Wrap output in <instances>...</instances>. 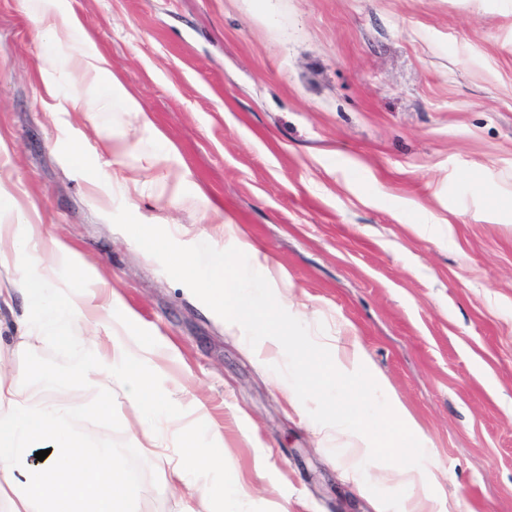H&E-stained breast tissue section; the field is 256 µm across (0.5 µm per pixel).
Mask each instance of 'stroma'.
I'll use <instances>...</instances> for the list:
<instances>
[{
    "label": "stroma",
    "mask_w": 512,
    "mask_h": 512,
    "mask_svg": "<svg viewBox=\"0 0 512 512\" xmlns=\"http://www.w3.org/2000/svg\"><path fill=\"white\" fill-rule=\"evenodd\" d=\"M147 112H75L77 76L46 95L48 35L24 0H0V222L44 225L73 249L55 280L79 295L99 273L153 348L160 418L208 441L224 431L233 512H404L412 488L369 479L399 462L323 439L316 403L289 404L290 360L256 362L253 327L228 330L171 252L224 278L213 255L300 305L302 334L346 333L417 421L456 512H512V0H53ZM129 141L113 156L111 139ZM163 232L138 245L129 215ZM242 231L225 235L223 220ZM440 225L439 235L423 232ZM17 345L12 364L64 377L85 326ZM203 401L206 412L195 403ZM115 423H93L137 474V512H184Z\"/></svg>",
    "instance_id": "stroma-1"
}]
</instances>
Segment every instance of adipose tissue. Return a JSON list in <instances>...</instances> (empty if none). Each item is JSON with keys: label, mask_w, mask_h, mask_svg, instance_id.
I'll return each instance as SVG.
<instances>
[{"label": "adipose tissue", "mask_w": 512, "mask_h": 512, "mask_svg": "<svg viewBox=\"0 0 512 512\" xmlns=\"http://www.w3.org/2000/svg\"><path fill=\"white\" fill-rule=\"evenodd\" d=\"M28 6L51 35L40 58L41 73L73 71L81 77L85 91L69 98L71 110L106 112L117 107L129 115L134 127H151L145 110L113 77L108 60L74 39L77 16L52 13L47 0H28ZM70 252V246L45 235L40 225L0 224V268L16 271L11 293L23 301L17 322L29 332L55 318L89 322L88 348L69 379L100 391L92 401H62L52 391L29 387L32 370L13 368L0 358V512H134L137 482L128 463L94 433L75 432L73 423L111 421L110 390L116 384L124 388L131 405L143 416L152 415L158 395L154 378L144 367L151 351L138 342L136 322L119 311L111 290L87 288L74 299L50 298L48 289ZM220 262L231 270L230 280H208L203 287L223 300L229 312L227 327H262L261 342L250 347L256 361H263L269 350H289L296 339L283 311L292 308L291 295H282L279 306L268 305L234 275L232 255L221 256ZM383 384V378L370 370L363 352L347 348L336 336L318 342L298 359L287 395L292 400L301 395L325 401L326 418L318 434L326 438L347 431L354 457L374 448L400 449L403 464L375 472L376 480L420 484V464L433 462L434 455L424 447L413 418L393 395L378 413H367L362 406ZM141 432L157 460L175 454L177 462L169 471L166 486L187 499V512H220L219 495L237 491L239 481L230 473L225 474L220 492L189 480L197 469L223 467L220 427H211L205 443L195 433L169 424H149ZM38 450L46 451L47 456L37 462L33 455Z\"/></svg>", "instance_id": "1"}]
</instances>
